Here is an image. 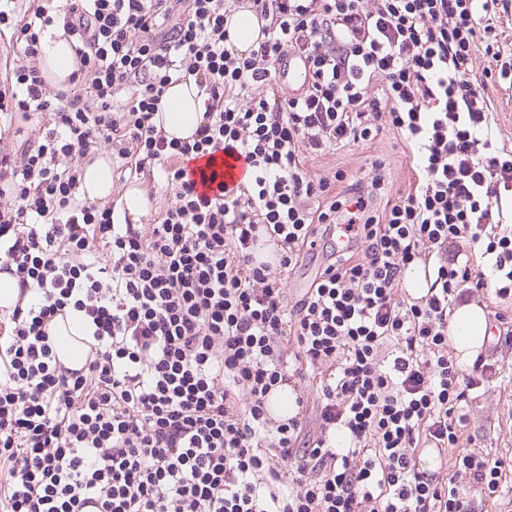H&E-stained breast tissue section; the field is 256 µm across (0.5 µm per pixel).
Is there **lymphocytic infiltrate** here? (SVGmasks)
Wrapping results in <instances>:
<instances>
[{"instance_id": "obj_1", "label": "lymphocytic infiltrate", "mask_w": 512, "mask_h": 512, "mask_svg": "<svg viewBox=\"0 0 512 512\" xmlns=\"http://www.w3.org/2000/svg\"><path fill=\"white\" fill-rule=\"evenodd\" d=\"M243 6L261 22L246 54L225 24ZM55 25L78 60L64 88L40 64ZM510 26L512 0H31L20 15L0 0V117L43 129L0 148V265L21 295L0 312V512H476L497 497L503 461L460 454L444 480L418 451L456 447L462 403L495 371L459 366L451 311L490 293L501 333L512 307V144L489 94L512 81ZM286 59L307 84L278 96ZM187 78L203 118L170 140L154 118ZM387 131L414 172L395 199L377 162L360 178L304 169ZM220 150L250 174L211 197L186 163ZM105 151L162 173L172 199L151 229L78 202ZM420 262L415 298L402 281ZM311 264L288 296L283 278ZM71 308L91 329L78 369L50 335ZM292 382L319 388L314 422L301 393L272 419L269 394Z\"/></svg>"}]
</instances>
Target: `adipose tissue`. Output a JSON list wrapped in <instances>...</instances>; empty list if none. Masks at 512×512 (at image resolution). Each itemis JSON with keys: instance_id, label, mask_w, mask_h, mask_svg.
<instances>
[{"instance_id": "ef3b65f1", "label": "adipose tissue", "mask_w": 512, "mask_h": 512, "mask_svg": "<svg viewBox=\"0 0 512 512\" xmlns=\"http://www.w3.org/2000/svg\"><path fill=\"white\" fill-rule=\"evenodd\" d=\"M42 66L51 85L64 87L77 68L75 50L62 30L46 34L42 41ZM203 116V100L194 80L170 85L160 102L155 117L167 138L183 139L196 131ZM112 193V161L107 154L84 166L78 189L85 202H99ZM486 317L481 305L470 302L455 307L448 334L460 363L470 362L480 351L486 334Z\"/></svg>"}]
</instances>
